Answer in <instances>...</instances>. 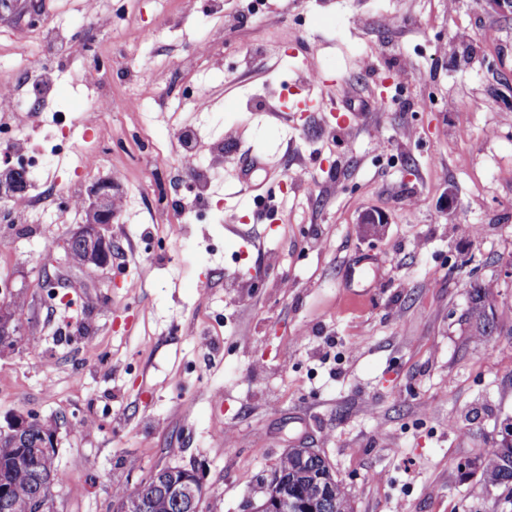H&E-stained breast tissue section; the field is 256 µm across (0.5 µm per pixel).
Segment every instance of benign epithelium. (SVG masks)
Wrapping results in <instances>:
<instances>
[{
  "label": "benign epithelium",
  "instance_id": "7a95c632",
  "mask_svg": "<svg viewBox=\"0 0 512 512\" xmlns=\"http://www.w3.org/2000/svg\"><path fill=\"white\" fill-rule=\"evenodd\" d=\"M6 173L12 177L10 188L18 194L26 185V171L16 165H7ZM116 186L110 179H101L89 189L90 202L86 207V219L67 238L66 244L78 246L85 251V266H107L112 260V240L105 237L102 228L112 223L115 211L113 198ZM19 330V322L14 316L0 314V347H5ZM32 420L29 415H21L0 425V436H16ZM153 478L166 487L174 503L191 512H200L205 499L204 483L198 473L185 467L164 466L153 471ZM251 512H311L308 504L292 503L283 488L277 484L265 491L261 504Z\"/></svg>",
  "mask_w": 512,
  "mask_h": 512
}]
</instances>
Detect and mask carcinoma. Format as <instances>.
<instances>
[{
    "instance_id": "cac0c4a2",
    "label": "carcinoma",
    "mask_w": 512,
    "mask_h": 512,
    "mask_svg": "<svg viewBox=\"0 0 512 512\" xmlns=\"http://www.w3.org/2000/svg\"><path fill=\"white\" fill-rule=\"evenodd\" d=\"M499 296L498 285L492 282L471 288L465 324L473 335L512 336V324L505 325L497 316ZM57 428L55 420L36 419L18 439L0 438V487L9 489L6 498L0 497V512H33L30 502L38 491L54 499V490L60 484L61 476L54 468L53 458L39 456L34 453V449ZM464 467L480 472L482 491L492 489L512 500V444L503 443L490 448L480 457L466 461ZM275 471L280 474L289 500H298L304 496L311 500L313 483L329 480L336 487V494L324 502L316 501L317 512H354L348 491L323 458L303 455L300 450L290 448L288 453L279 457ZM132 498L144 499L146 512H181L169 506L162 491L147 477L132 487L123 484L117 487L115 505L120 507Z\"/></svg>"
}]
</instances>
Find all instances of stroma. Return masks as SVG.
Masks as SVG:
<instances>
[{"label":"stroma","mask_w":512,"mask_h":512,"mask_svg":"<svg viewBox=\"0 0 512 512\" xmlns=\"http://www.w3.org/2000/svg\"><path fill=\"white\" fill-rule=\"evenodd\" d=\"M85 54L57 57L23 119L39 204L0 209V280L29 349L0 351V425L57 418L58 512H112L116 485L199 470L209 512H251L289 448H315L354 512H497L463 469L512 418V336L469 335L473 283L512 318V15L488 0H38ZM23 0H0V82ZM156 28L144 42V27ZM209 43L198 55L199 43ZM142 99L138 111L100 100ZM204 95L206 107L191 100ZM315 109L285 110L304 96ZM428 110H421V101ZM216 147L200 223L190 172L128 138ZM267 155L238 194L243 154ZM114 181L108 267L46 250ZM75 199L72 208L64 202ZM372 212L383 231L365 235Z\"/></svg>","instance_id":"35a3bbf8"}]
</instances>
